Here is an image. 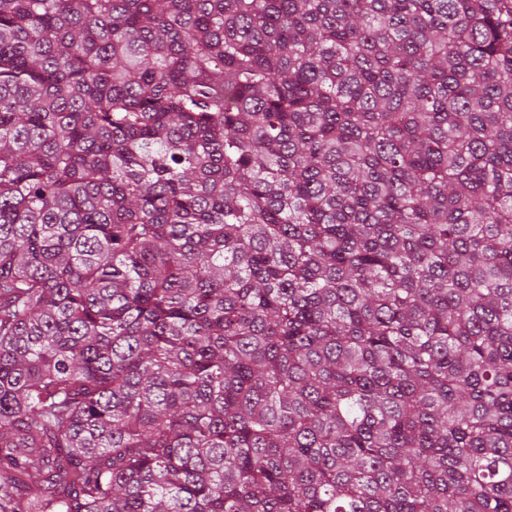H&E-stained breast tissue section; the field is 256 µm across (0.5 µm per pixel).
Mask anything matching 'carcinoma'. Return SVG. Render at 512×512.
Masks as SVG:
<instances>
[{
	"instance_id": "obj_1",
	"label": "carcinoma",
	"mask_w": 512,
	"mask_h": 512,
	"mask_svg": "<svg viewBox=\"0 0 512 512\" xmlns=\"http://www.w3.org/2000/svg\"><path fill=\"white\" fill-rule=\"evenodd\" d=\"M0 512H512V0H0Z\"/></svg>"
}]
</instances>
